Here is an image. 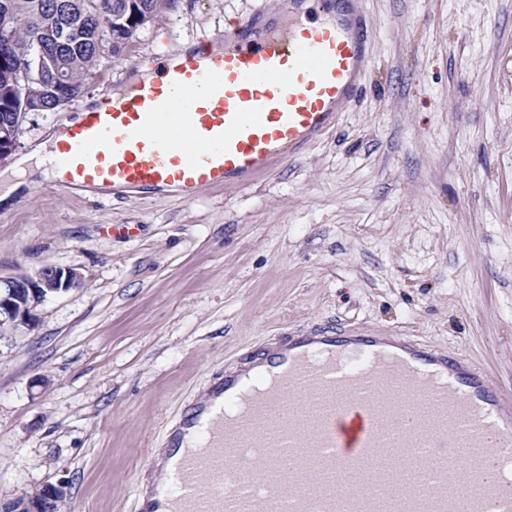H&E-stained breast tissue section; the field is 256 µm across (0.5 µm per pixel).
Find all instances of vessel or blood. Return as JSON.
I'll return each instance as SVG.
<instances>
[{"mask_svg":"<svg viewBox=\"0 0 512 512\" xmlns=\"http://www.w3.org/2000/svg\"><path fill=\"white\" fill-rule=\"evenodd\" d=\"M302 2L231 22L222 50L152 57L67 129L52 187L191 202L297 157L374 66L362 0ZM169 445L179 454L139 512H512V399L464 355L366 329L285 336L226 367Z\"/></svg>","mask_w":512,"mask_h":512,"instance_id":"vessel-or-blood-1","label":"vessel or blood"}]
</instances>
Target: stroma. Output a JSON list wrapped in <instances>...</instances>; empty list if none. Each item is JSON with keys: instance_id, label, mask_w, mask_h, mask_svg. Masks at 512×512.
<instances>
[{"instance_id": "obj_1", "label": "stroma", "mask_w": 512, "mask_h": 512, "mask_svg": "<svg viewBox=\"0 0 512 512\" xmlns=\"http://www.w3.org/2000/svg\"><path fill=\"white\" fill-rule=\"evenodd\" d=\"M283 0H163L85 92L29 113L17 154L155 54ZM375 65L336 130L250 189L120 194L37 176L0 208V275L85 283L0 341V501L63 483L62 512H136L145 461L225 365L339 326L463 352L512 396V0H365ZM125 233H115V226Z\"/></svg>"}]
</instances>
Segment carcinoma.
Masks as SVG:
<instances>
[{"mask_svg": "<svg viewBox=\"0 0 512 512\" xmlns=\"http://www.w3.org/2000/svg\"><path fill=\"white\" fill-rule=\"evenodd\" d=\"M9 10L13 26L0 28V64L10 69L29 66L48 45L49 63L42 74L43 82L61 75L58 90L78 97L92 75L99 58L97 36L105 35L108 21L123 13L129 0H0ZM71 28L70 41L63 47L51 42L52 35L63 27ZM140 27L130 25L113 32L117 45L112 56L121 55L136 38Z\"/></svg>", "mask_w": 512, "mask_h": 512, "instance_id": "1", "label": "carcinoma"}]
</instances>
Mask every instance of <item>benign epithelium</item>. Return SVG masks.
<instances>
[{"label": "benign epithelium", "instance_id": "benign-epithelium-1", "mask_svg": "<svg viewBox=\"0 0 512 512\" xmlns=\"http://www.w3.org/2000/svg\"><path fill=\"white\" fill-rule=\"evenodd\" d=\"M13 78L26 88V93L10 113L9 120L0 123V163L16 151L26 116L44 109V94L54 91V87L42 83L39 71L34 69L17 72ZM83 283V274L77 267L44 265L33 274L0 276V339L19 330H34L38 307ZM63 496L62 484L46 483L24 497L0 503V512H57Z\"/></svg>", "mask_w": 512, "mask_h": 512}]
</instances>
